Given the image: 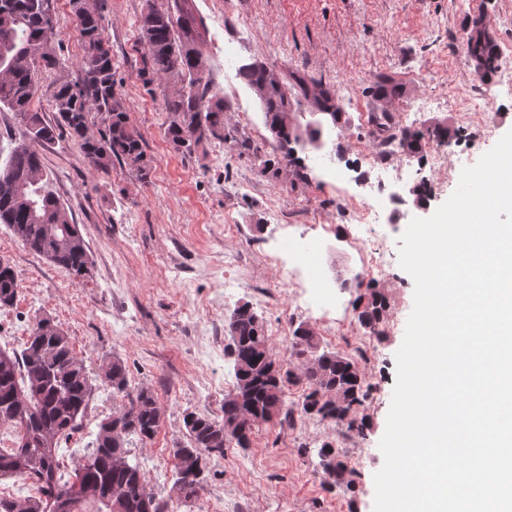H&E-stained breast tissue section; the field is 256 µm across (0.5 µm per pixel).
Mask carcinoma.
I'll use <instances>...</instances> for the list:
<instances>
[{
	"label": "carcinoma",
	"instance_id": "carcinoma-1",
	"mask_svg": "<svg viewBox=\"0 0 512 512\" xmlns=\"http://www.w3.org/2000/svg\"><path fill=\"white\" fill-rule=\"evenodd\" d=\"M75 15L83 16L78 32L84 48L82 80L59 79L51 94L55 123L30 110L38 95L35 79L38 69L56 70L64 63L53 50L55 27L45 26L49 0H0V107L6 106L17 117L29 118L26 127L0 167V224H5L25 248L35 255L80 277L89 273L92 260L79 226L72 224L58 197L37 146L53 142L66 130L79 142L84 161L93 169L106 170L118 161L146 175L145 153L140 133L130 125L122 97L115 89L112 52L102 25L104 5L71 0ZM197 31L192 14L176 6V12L147 5L140 19V39L147 49L152 73L171 88L165 93V108L172 116L167 136L174 148L192 152L202 142L227 139L224 98L211 94V70L199 75L204 65L197 51ZM476 66L494 76L498 66L496 43L484 18L473 20L462 39ZM240 77L259 99L266 123L284 150L282 158H270L260 146L252 148L260 173L278 177L295 163L288 144L298 139L296 112L288 88L272 69L251 63L240 67ZM298 95L318 112L330 113L331 123L347 122L346 112L336 93L321 82L293 76ZM377 102L389 103L403 97V84L381 76L367 87ZM98 134H89V124ZM399 134L401 151L414 156L430 139L446 142L459 136V130L436 124L426 129L397 132L389 111L381 109L372 136L390 140ZM20 281L15 270L0 262V307L10 306ZM361 326L378 335L387 311V300L369 284L358 296ZM236 383L247 380L251 393L236 399L224 398V420L190 412L184 416L188 442L173 452V487L183 499L197 497L203 478H188L194 471L204 473L208 458L224 456L232 441L249 447L251 430L226 434L224 422L250 414L256 422L293 423L295 409L285 407L284 387L304 381L307 392L300 413L322 419L347 421L348 429L363 434L364 418L357 416L370 395L356 362L340 353L322 351L315 362H305L296 371L280 370L278 376H265L270 357L268 337L259 316L245 303L236 307L228 321ZM102 383L127 403L112 411L98 425L93 452L74 463V481H62L64 463L58 456L61 441L79 428L89 404L93 386L84 359L71 346L70 339L46 318L36 320L21 353L0 351V427L17 429L18 445L8 451L0 448V477L8 475L31 481L38 496H0V512H80L86 502L101 504L108 512H167V503L149 489L139 461L130 459L132 449L146 446L161 426L163 412L154 395L141 388L129 391L125 363L119 357L102 363ZM332 484L351 483L353 472L340 459L339 450L329 444L318 450Z\"/></svg>",
	"mask_w": 512,
	"mask_h": 512
}]
</instances>
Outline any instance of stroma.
<instances>
[{
	"instance_id": "stroma-1",
	"label": "stroma",
	"mask_w": 512,
	"mask_h": 512,
	"mask_svg": "<svg viewBox=\"0 0 512 512\" xmlns=\"http://www.w3.org/2000/svg\"><path fill=\"white\" fill-rule=\"evenodd\" d=\"M160 7L174 0H105L104 36L112 50L116 90L125 101L131 124L140 132L149 160L148 177L128 166L89 168L76 140L61 134L39 152L52 187L72 223L78 224L93 259L83 277L28 251L0 224V261L9 263L21 281L12 306L0 308V349L22 351L36 317L50 318L69 336L86 362L92 398L81 427L59 450L72 478L76 458L92 452L98 425L112 412L111 389L100 379L102 359L120 357L130 388H149L163 411L162 424L146 447L135 449L150 489L168 504V512H373L374 475L384 464L379 442L385 432L397 376L400 348L414 305V281L392 264L377 286L388 309L381 324L385 334L371 336L358 320L356 300L368 276L358 246L346 229L351 218L336 211V195L370 196L375 173L357 143L376 109L365 90L381 75L402 82L407 93L390 110L398 125H407L404 103L447 98L449 87L469 86L471 62L457 63L452 35H463L470 21L494 22L495 37L512 34V0H193L192 12L201 34L199 50L212 73V92L228 104L227 140H210L194 151H175L166 131L169 114L163 86L144 64L146 48L139 22L147 2ZM56 19L54 48L63 71L39 70L40 90L31 104L46 120L55 114L49 98L58 76H72L83 48L70 0H51ZM230 45L238 64L258 62L283 72L323 81L335 90L349 123L345 128L324 122L309 103L298 107L300 124H320V147L295 145L306 167V181L293 175H261L243 143L272 149L274 139L252 91L224 77V56L217 45ZM496 105L494 138L453 141L448 154L449 182L417 203L413 189L430 177L424 155L406 158L399 180L372 216L391 253L413 218H426L455 191L463 168L475 165L497 138L512 131V90L496 81L484 84ZM294 215L288 226L272 220L273 203ZM234 225L226 234L225 225ZM325 232L319 269L335 300L323 309L310 303L307 289L282 297L281 305L257 302V289L273 284V265L253 264V285L232 289L230 297L215 293L225 253L249 247L277 251L283 234ZM210 300L209 318L218 331L216 349L201 350L180 300L181 293ZM249 304L266 330L293 333L307 325L327 351L349 353L351 343L369 341L374 360L365 374L373 390L360 413L369 427L360 443L363 456L354 465L350 485H331L318 450L335 442L336 434L299 417L295 426L279 421L255 425L248 447L230 445L228 455L211 457L197 499L186 502L172 491L173 451L186 443L184 416L193 412L224 417V396L235 385L226 355L227 318ZM335 321L337 339L324 333Z\"/></svg>"
}]
</instances>
